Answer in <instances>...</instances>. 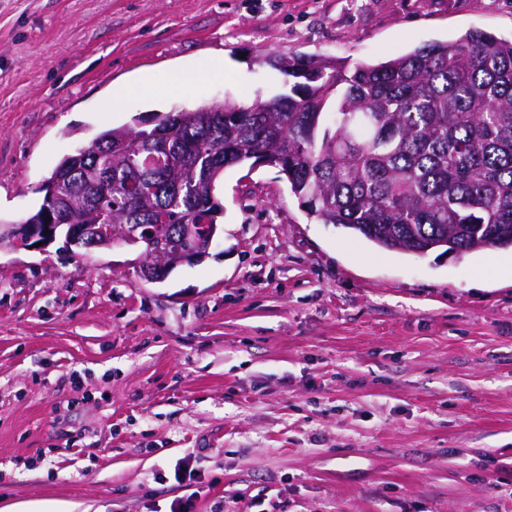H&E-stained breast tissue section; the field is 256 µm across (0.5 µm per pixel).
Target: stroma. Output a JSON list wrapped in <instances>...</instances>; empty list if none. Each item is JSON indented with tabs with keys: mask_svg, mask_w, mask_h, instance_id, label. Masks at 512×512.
Returning a JSON list of instances; mask_svg holds the SVG:
<instances>
[{
	"mask_svg": "<svg viewBox=\"0 0 512 512\" xmlns=\"http://www.w3.org/2000/svg\"><path fill=\"white\" fill-rule=\"evenodd\" d=\"M472 30L511 40L512 0H0V225L104 129L283 92L264 56ZM219 193V246L159 283L125 245L0 249V512H512V249H378L269 165Z\"/></svg>",
	"mask_w": 512,
	"mask_h": 512,
	"instance_id": "1",
	"label": "stroma"
}]
</instances>
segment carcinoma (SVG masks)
<instances>
[{
	"instance_id": "1",
	"label": "carcinoma",
	"mask_w": 512,
	"mask_h": 512,
	"mask_svg": "<svg viewBox=\"0 0 512 512\" xmlns=\"http://www.w3.org/2000/svg\"><path fill=\"white\" fill-rule=\"evenodd\" d=\"M288 92L98 133L60 159V230L134 224L186 252L223 212L224 170L279 169L309 214L415 257L512 248V40L469 31L388 61L267 56Z\"/></svg>"
}]
</instances>
